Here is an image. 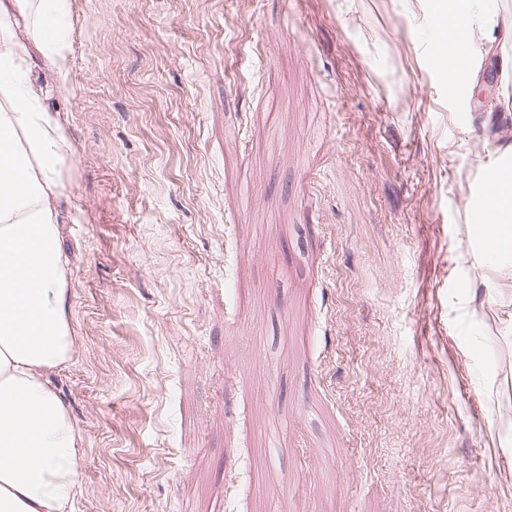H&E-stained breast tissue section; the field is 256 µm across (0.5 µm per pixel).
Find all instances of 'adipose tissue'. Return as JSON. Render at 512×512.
<instances>
[{
  "instance_id": "1",
  "label": "adipose tissue",
  "mask_w": 512,
  "mask_h": 512,
  "mask_svg": "<svg viewBox=\"0 0 512 512\" xmlns=\"http://www.w3.org/2000/svg\"><path fill=\"white\" fill-rule=\"evenodd\" d=\"M442 39L458 45L482 0H437ZM72 0H0V512H75L83 460L78 428L52 379L71 358L60 164L70 152L31 77L33 53L67 85ZM479 237L512 254V174Z\"/></svg>"
}]
</instances>
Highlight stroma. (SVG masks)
Here are the masks:
<instances>
[{
  "label": "stroma",
  "instance_id": "stroma-1",
  "mask_svg": "<svg viewBox=\"0 0 512 512\" xmlns=\"http://www.w3.org/2000/svg\"><path fill=\"white\" fill-rule=\"evenodd\" d=\"M430 0H74L62 242L77 512H512V147ZM444 68L437 67L444 70L448 76V84L453 85L455 89L474 83L476 79V67L475 65L470 67L469 65H461L460 59L457 56V52L453 55L443 57ZM496 197V208L490 214L489 219L475 224L481 228L477 237L483 240L489 249L503 255H512V173L499 175L493 187ZM488 225V228L486 226ZM472 225V226H474ZM491 231V233L489 231Z\"/></svg>",
  "mask_w": 512,
  "mask_h": 512
}]
</instances>
